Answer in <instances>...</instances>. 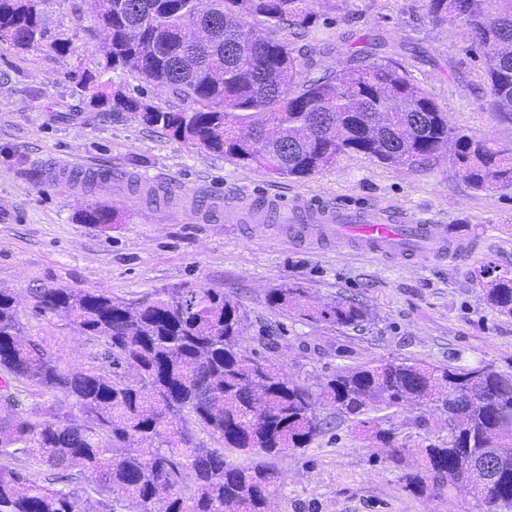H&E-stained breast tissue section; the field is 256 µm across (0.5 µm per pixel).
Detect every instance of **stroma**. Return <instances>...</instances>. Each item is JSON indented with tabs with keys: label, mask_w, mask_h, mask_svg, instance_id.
Returning <instances> with one entry per match:
<instances>
[{
	"label": "stroma",
	"mask_w": 512,
	"mask_h": 512,
	"mask_svg": "<svg viewBox=\"0 0 512 512\" xmlns=\"http://www.w3.org/2000/svg\"><path fill=\"white\" fill-rule=\"evenodd\" d=\"M72 4L40 0L48 42L0 49V287L18 294L28 336L83 368L92 362L84 337L61 318L35 315L30 290L67 286L135 300L191 284L233 296L247 316L242 347L313 388L338 368L373 360L512 367V316L493 310L478 284L485 264L512 270V189H471L445 156L411 169L343 155L297 178L186 146L93 106L79 91L78 76L96 72L102 51L94 13L76 17ZM426 4L342 0L336 10L320 11L309 35L293 46L314 56L317 77L345 67L351 54H371L427 90L449 128L512 142V122L490 110L489 89L475 77L467 29L431 22ZM56 37L70 40L73 52L59 56L49 44ZM93 163L111 171L112 181L89 188L82 168ZM138 180L171 190L174 201L150 200L136 190ZM232 187L425 209L457 231L476 257L412 263L252 237L224 221V194ZM199 189L211 195L215 212L195 214ZM92 202L112 206L117 222L105 229L83 223L80 213ZM288 285L324 302L363 300L375 320L352 329L282 314L267 296ZM320 416L322 433L277 461L273 512H478L462 483L442 495L410 494L385 449L355 422L329 408ZM370 416L409 448L448 436L430 405L381 406ZM420 416L428 428H416Z\"/></svg>",
	"instance_id": "stroma-1"
}]
</instances>
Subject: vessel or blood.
<instances>
[{
	"label": "vessel or blood",
	"mask_w": 512,
	"mask_h": 512,
	"mask_svg": "<svg viewBox=\"0 0 512 512\" xmlns=\"http://www.w3.org/2000/svg\"><path fill=\"white\" fill-rule=\"evenodd\" d=\"M224 221L249 233L309 243H336L388 258L430 259L448 254V227L425 213L342 205L296 197L224 198Z\"/></svg>",
	"instance_id": "vessel-or-blood-1"
}]
</instances>
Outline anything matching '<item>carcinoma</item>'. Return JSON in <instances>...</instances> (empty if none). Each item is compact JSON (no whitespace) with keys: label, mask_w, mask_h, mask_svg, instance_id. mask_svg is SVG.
<instances>
[{"label":"carcinoma","mask_w":512,"mask_h":512,"mask_svg":"<svg viewBox=\"0 0 512 512\" xmlns=\"http://www.w3.org/2000/svg\"><path fill=\"white\" fill-rule=\"evenodd\" d=\"M80 0L105 34L100 70L77 80L107 112H124L188 145L283 177H307L341 155L366 154L423 168L453 147L452 164L477 191L512 188V145L448 127L432 96L396 67L361 53L351 64L300 80L287 34L314 25V6L336 0ZM37 0H0V46L47 39ZM437 23L460 22L480 54L490 106L512 120V0H428ZM128 71L190 103L163 109L104 79ZM84 222L107 226L116 211L91 203ZM489 305L512 315V271L479 274ZM274 309L307 321L358 327L364 302H312L272 290ZM33 311L66 319L103 365L69 369L24 334L15 292L0 288V512H272L273 461L307 447L325 422L318 408L357 420L388 449L404 487L443 494L466 481L482 512H512V373L486 361L459 366L379 360L336 370L319 392L241 347L245 316L231 296L187 286L137 301L82 288H45ZM50 396L26 410L18 385ZM431 404L446 441L407 448L364 418L371 406ZM78 409L82 417L72 414ZM218 444L208 446L207 441ZM257 457L248 464L225 452ZM74 470L65 482L37 468ZM116 498H110V494Z\"/></svg>","instance_id":"cac0c4a2"}]
</instances>
